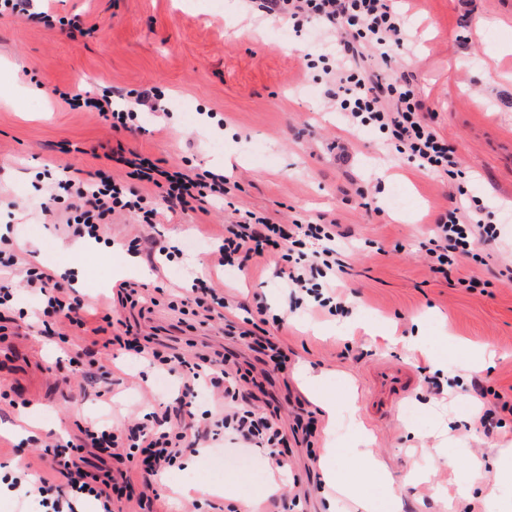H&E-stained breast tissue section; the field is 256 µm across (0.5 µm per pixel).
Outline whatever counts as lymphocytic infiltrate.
<instances>
[{
	"instance_id": "f902f5d3",
	"label": "lymphocytic infiltrate",
	"mask_w": 512,
	"mask_h": 512,
	"mask_svg": "<svg viewBox=\"0 0 512 512\" xmlns=\"http://www.w3.org/2000/svg\"><path fill=\"white\" fill-rule=\"evenodd\" d=\"M263 7L268 14L296 23L304 19L319 22L333 37L336 66L328 97L338 102L353 125H372L386 132L395 150L416 161L422 170L453 173L458 165L454 151L435 128L434 112L425 106L414 85L403 76L382 79L358 64L369 52L380 59H390L393 49L402 45L403 24L392 0H263ZM92 106L118 131L128 129L138 110L157 111L158 100L148 90L117 91L93 100ZM163 175L165 182L157 199L140 194L127 182L103 172L92 180L71 175L54 182L56 197L68 199L71 215L66 222L67 234L96 239L113 216L131 214L141 223L151 224L158 214V201L184 211H201L208 204L223 201L229 192L228 180L221 174L209 172L197 179L179 171ZM335 237L329 224H276L248 211L218 245L214 264L243 269L254 258L281 250L288 262L281 271L286 287L310 293L314 290V264H322L331 272L336 269L332 247ZM429 243L427 253L434 271L458 266L461 257L472 255L476 242L466 212L452 206L440 214ZM24 281L41 296L44 313L63 317L72 325H84V304L67 294L58 275L31 266L25 270ZM123 347L150 356L153 365L179 374L180 408L191 407L201 385L221 392L224 403L210 415L207 427L196 429L190 436L175 430L174 410L167 408L146 413L116 429L105 424L85 430L80 443L55 446L51 470L67 475L71 488L98 503V512H112V503L118 496L144 500L151 488V477L173 467L192 441L216 430L232 435L245 447L267 448L277 468L286 467L279 450L286 442L281 426L272 416L253 408V394L244 392L240 371L227 360L206 356L191 360L148 347L136 337L125 340ZM86 448L96 449L102 458L135 459L142 478L140 487L128 482L112 486L85 471L81 452Z\"/></svg>"
}]
</instances>
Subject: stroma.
<instances>
[{"label": "stroma", "instance_id": "obj_1", "mask_svg": "<svg viewBox=\"0 0 512 512\" xmlns=\"http://www.w3.org/2000/svg\"><path fill=\"white\" fill-rule=\"evenodd\" d=\"M405 21L404 44L388 66L368 59L384 76L407 74L419 96L435 109L439 133L454 147L455 176L419 170L372 127L351 126L326 90L330 77L318 58L333 48L315 23L293 27L261 12L255 0H50L56 17L80 20L87 34L45 28L25 17L0 14V227L9 226V249L18 267L34 263L54 272L73 264L85 269L79 293L91 306L88 330L60 324L68 341L40 336L31 315L40 301L22 281L15 292L23 315L0 320V477L30 467L47 473L48 447L81 437L87 419H124L174 405L178 375L160 389L156 373L119 346L101 351L85 374L67 368L84 353L103 315L127 323L187 357L220 354L267 393L269 410L292 429L310 418L306 442L289 443V476H280L267 451L241 455L224 437L208 441L194 466L175 465L154 477V512H242L221 496L198 498L201 485L233 486L258 495L268 478L280 491L260 512H280L299 497L301 512H323V479L311 458L335 438L339 468L380 507L385 489L363 475L349 446L353 430L339 423L326 434V416L300 378L309 366L328 374L325 391L336 399L356 394L358 415L373 436L371 450L394 478L413 466L427 481L408 486L402 512H485L482 490L447 503L448 470L439 454L481 460L493 469L502 443L512 440V0H397ZM494 83H486V70ZM161 95V111L140 110L135 133L114 131L97 110L71 108L77 91L100 96L107 89ZM123 146L156 161L161 169L197 176L221 167L226 152L237 158L232 204L210 213L167 212L157 224L130 215L114 218L107 237L138 243L154 300L121 306L105 251H64L63 205L47 201L52 174L62 166L82 178L108 171L126 178L127 167L109 160ZM462 202L471 220L495 225V237L477 247L448 274L432 273L425 245L435 219ZM252 211L277 224H331L344 271L336 280L340 311L295 305L278 272L280 257L241 270H212L213 286L231 303L223 317L199 326L173 310L188 287L187 262L205 256L235 223ZM171 259H164V252ZM479 285L467 287V278ZM264 321L266 335L288 356L275 371L253 339H230L227 322L243 316ZM390 326L396 336L422 332L426 353L396 345L376 346L364 324ZM490 346L491 362L472 361L468 347ZM443 357L436 370L428 354ZM407 364L412 390L387 418L366 405L377 364ZM111 402H104L103 393ZM491 411L494 428L478 423Z\"/></svg>", "mask_w": 512, "mask_h": 512}]
</instances>
